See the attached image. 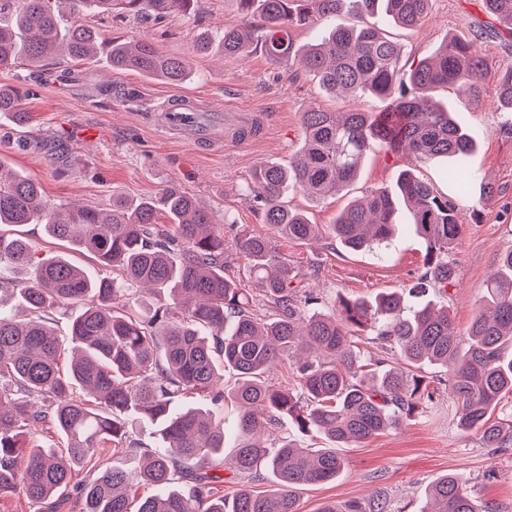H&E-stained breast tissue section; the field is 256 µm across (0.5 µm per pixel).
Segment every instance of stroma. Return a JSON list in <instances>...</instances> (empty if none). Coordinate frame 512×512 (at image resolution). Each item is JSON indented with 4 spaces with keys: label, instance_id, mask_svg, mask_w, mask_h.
I'll return each mask as SVG.
<instances>
[{
    "label": "stroma",
    "instance_id": "obj_1",
    "mask_svg": "<svg viewBox=\"0 0 512 512\" xmlns=\"http://www.w3.org/2000/svg\"><path fill=\"white\" fill-rule=\"evenodd\" d=\"M240 20L236 0H200L194 13L161 24L131 16H85V23L104 35L147 39L166 54L188 58L193 68L189 80L172 85L134 72L109 76L102 59L56 57L38 66L20 62L0 70V85L26 90L22 107L32 116L25 128L0 117V161L34 179L49 201L64 206L107 209L116 196L137 201L177 186L204 201L216 218H229L238 227L269 237L299 280L320 296L325 311L343 297L368 298L411 284L426 269L427 244L407 227L406 212H399V228L383 254L347 250L332 226L352 200L374 189H394L404 169L450 193L448 163L418 161L384 149L372 152L357 180L339 194L320 200L299 190L284 194L287 205L318 225L316 240L302 243L274 233L245 192L254 168L266 160L286 165L296 158L303 145L301 114L310 104L339 109L350 102L332 99L303 68L275 66L258 50L237 57L217 50L194 54L200 35ZM483 25L491 33L477 43L484 60L478 100L458 99L445 88L433 93L457 111L474 137L468 163L494 188L487 196L481 184H473L459 201L464 226L452 253L457 277L448 287L447 304L460 337L500 254L512 248V128L507 125L512 116L497 107L500 76L512 66V37L483 11L481 0H434L428 20L415 29L379 23L401 46L406 69L450 38L470 36ZM123 88L135 89L137 100L121 99ZM178 95L196 99L203 108L251 113L258 130L242 144L198 149L159 124L162 104ZM23 138L31 140V147H18ZM13 230L32 242L39 257L61 255L91 272L99 270L91 258L46 237L41 225L0 227L6 234ZM420 375L435 391L433 404L399 428L342 449L344 471L334 482L301 490L300 512H319L326 503L349 500H382L390 512H417L429 485L448 473L462 477L477 503L512 512V450L485 447L479 434L458 427L445 369L426 366Z\"/></svg>",
    "mask_w": 512,
    "mask_h": 512
}]
</instances>
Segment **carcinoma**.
I'll list each match as a JSON object with an SVG mask.
<instances>
[{
	"label": "carcinoma",
	"mask_w": 512,
	"mask_h": 512,
	"mask_svg": "<svg viewBox=\"0 0 512 512\" xmlns=\"http://www.w3.org/2000/svg\"><path fill=\"white\" fill-rule=\"evenodd\" d=\"M9 21L0 23V68L36 64L65 55L73 61L106 56L113 73L136 72L180 84L190 77L185 59L163 53L145 39H106L82 23L89 12L152 18L162 22L190 13L198 0H7ZM241 14L262 26L226 23L201 36L226 56L260 49L278 66L298 62L334 96L370 93L391 100L383 112L311 106L301 116L303 146L288 166L264 162L248 196L262 207L265 223L298 242L315 238L317 225L283 202L285 188L300 187L314 199L356 180L376 145L419 161L450 157L456 196L478 179L467 168L474 139L453 112L432 100L439 87L469 100L479 97L484 61L473 39L455 38L406 73L401 46L372 18L382 13L405 29L422 26L433 0H238ZM484 10L512 35V0H482ZM348 14L305 48L294 45L293 27L314 26ZM500 107L512 112V68L499 80ZM22 126L28 113L19 93L0 87V115ZM408 224L428 244L425 275L408 288L369 300L342 299L331 311L311 310L318 298L295 288L294 267L260 235L228 237L212 212L193 195L170 186L155 198L132 203L112 199L105 211L55 205L31 178L0 161V226L43 225L46 235L86 253L113 277H93L63 257L36 260L33 244L0 233V306L17 297L21 312L0 310V496L13 495L33 512H59L70 486L79 488V512H299L298 491L336 479L345 459L336 452L399 426L432 402L421 376L426 365L449 369L448 386L458 405V426L481 434L486 447L512 443V414L497 411L512 395V249L498 259L466 341L451 329L446 305L413 307L406 298L427 286L447 295L455 279L450 260L463 227L459 205L402 170L396 189H375L351 201L333 224L352 250L386 246L400 206ZM165 212L169 224L158 223ZM246 260L247 281L225 275L230 251ZM164 294L140 305V293ZM258 293L275 312L252 309ZM70 315L71 347L63 348L49 326L53 313ZM388 344L399 364L368 362L354 345L356 334ZM301 395L271 382L269 373L296 352ZM233 386L218 388L224 370ZM232 400L239 409L238 444L231 461L238 475L267 469L275 484L244 487L224 495V421L209 406ZM284 418L303 434L325 441L302 448L288 437L265 445L266 424ZM159 427L163 446L132 438V419ZM127 443L139 460L118 470L102 458L114 442ZM150 493L136 498L140 488ZM320 512H388L385 502L332 503ZM418 512H497L480 506L455 474L437 479Z\"/></svg>",
	"instance_id": "cac0c4a2"
}]
</instances>
